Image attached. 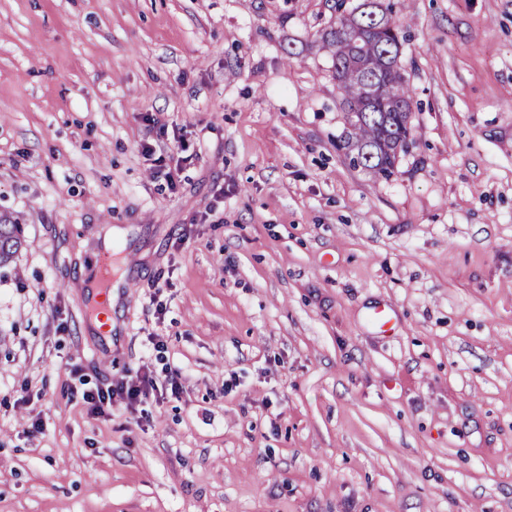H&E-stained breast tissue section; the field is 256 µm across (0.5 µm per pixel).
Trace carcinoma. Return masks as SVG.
Returning a JSON list of instances; mask_svg holds the SVG:
<instances>
[{
	"instance_id": "cac0c4a2",
	"label": "carcinoma",
	"mask_w": 512,
	"mask_h": 512,
	"mask_svg": "<svg viewBox=\"0 0 512 512\" xmlns=\"http://www.w3.org/2000/svg\"><path fill=\"white\" fill-rule=\"evenodd\" d=\"M343 91L347 127L339 140L350 164L385 179L412 144L411 95L399 65L403 25L391 0H363L325 33ZM22 245L21 227L0 217V270Z\"/></svg>"
}]
</instances>
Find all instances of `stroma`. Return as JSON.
<instances>
[{
    "label": "stroma",
    "mask_w": 512,
    "mask_h": 512,
    "mask_svg": "<svg viewBox=\"0 0 512 512\" xmlns=\"http://www.w3.org/2000/svg\"><path fill=\"white\" fill-rule=\"evenodd\" d=\"M335 4L0 0V512H512V0H405L388 181ZM8 221V223H7ZM22 245L21 227L16 222L9 221L7 216L0 217V270L9 267L12 258ZM156 390V381L145 375L141 378L139 385H127L122 382L107 388H99L95 392L83 393V400L95 414H104L111 410L116 397L125 402L127 410L132 411L135 405L150 395V391Z\"/></svg>",
    "instance_id": "1"
}]
</instances>
